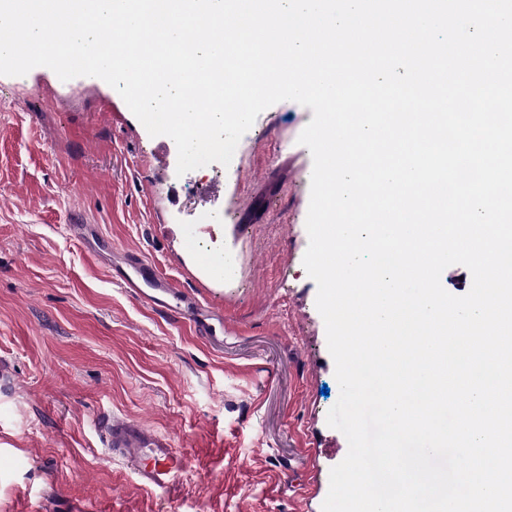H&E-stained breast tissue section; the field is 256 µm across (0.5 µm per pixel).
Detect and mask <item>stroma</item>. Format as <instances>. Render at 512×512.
Instances as JSON below:
<instances>
[{
    "instance_id": "35a3bbf8",
    "label": "stroma",
    "mask_w": 512,
    "mask_h": 512,
    "mask_svg": "<svg viewBox=\"0 0 512 512\" xmlns=\"http://www.w3.org/2000/svg\"><path fill=\"white\" fill-rule=\"evenodd\" d=\"M312 117L276 103L241 138L236 177L180 176L110 85L0 75V512H322L348 442L327 424L340 386L303 265ZM78 214L106 261L70 236ZM190 232L235 276L215 277ZM128 250L223 316L220 344L113 279ZM105 413L168 437L187 463L175 490L109 457Z\"/></svg>"
}]
</instances>
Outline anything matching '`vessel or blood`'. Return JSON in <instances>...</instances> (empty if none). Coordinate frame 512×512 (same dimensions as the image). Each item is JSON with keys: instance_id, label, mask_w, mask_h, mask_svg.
Listing matches in <instances>:
<instances>
[{"instance_id": "vessel-or-blood-1", "label": "vessel or blood", "mask_w": 512, "mask_h": 512, "mask_svg": "<svg viewBox=\"0 0 512 512\" xmlns=\"http://www.w3.org/2000/svg\"><path fill=\"white\" fill-rule=\"evenodd\" d=\"M71 236L89 245L95 257L105 254L96 244L94 226L84 217H76L69 226ZM114 276L122 285L144 300L153 309L163 313L167 319L181 322L191 320L196 335L214 336L215 324L198 316L199 304L179 283L159 271L140 252H126L121 267ZM109 453L118 455L129 466L138 481L146 487L168 490L179 484L184 461L171 447L168 438L140 424L104 416L99 421Z\"/></svg>"}]
</instances>
